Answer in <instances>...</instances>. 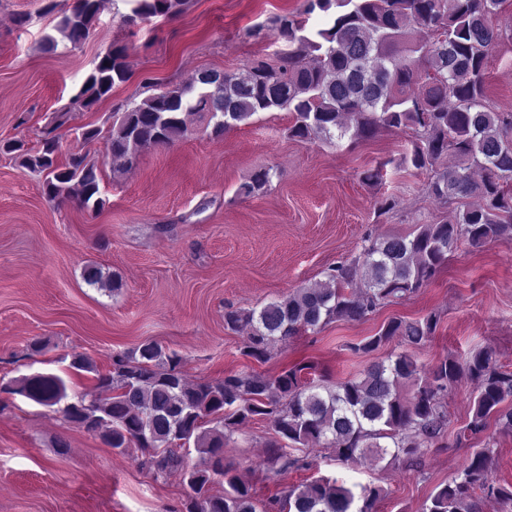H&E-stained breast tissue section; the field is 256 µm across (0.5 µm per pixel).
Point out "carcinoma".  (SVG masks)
Listing matches in <instances>:
<instances>
[{"mask_svg":"<svg viewBox=\"0 0 512 512\" xmlns=\"http://www.w3.org/2000/svg\"><path fill=\"white\" fill-rule=\"evenodd\" d=\"M132 19L151 21L179 11L183 0H132ZM504 0H307L304 14L320 12L325 26L306 28L300 15L276 19L296 48L278 65L262 60L242 72H203L186 84L129 103L105 140L107 164L121 173L138 164V147L171 145L193 134L188 116L210 115L213 132L246 124L258 112L287 110L289 134L300 140L366 139L380 129L412 131V151L400 160L431 173L429 190L442 203L457 204L454 219L422 224L413 236L368 237L360 256L329 269L326 279L301 287L260 310L227 307L224 323L250 328L241 350L256 361L275 345L329 322L362 321L390 303L406 300L435 277L458 243L473 248L512 238V113L485 100L489 50L502 36L495 18ZM99 7L74 0L56 26L75 48L95 25ZM128 48L110 45L72 103L90 107L112 95L130 76ZM58 126L41 131L38 147L22 140L0 142V153L43 178L51 201L75 199L100 209L101 168L88 153L58 159ZM270 183L255 171L240 193L253 195ZM85 280L110 291L119 282L89 268ZM439 317L392 319L379 332L352 344L367 354L397 341H429ZM182 358L154 342L112 356L98 377V393L65 405L58 376L24 378L4 391L24 395L96 433L118 454L147 451L143 465L155 476L181 472L192 490L185 512H258L249 484L224 465L225 442L250 420H267L275 437L273 459L284 469L310 466L305 449L321 445L337 461L355 467L368 457L394 464L424 453L448 425L444 397L467 375L477 383L469 417L457 439L484 443L463 468L436 488L425 512H470L479 500L512 502V490L489 479L495 437L490 424L512 432V371L494 353L448 355L425 368L405 351L372 362L335 387L308 382V365L294 364L266 376L229 373L219 380L186 381ZM207 459L188 463L186 448ZM224 494L210 493L214 477ZM355 495L337 480L321 477L288 489L282 512H351Z\"/></svg>","mask_w":512,"mask_h":512,"instance_id":"cac0c4a2","label":"carcinoma"}]
</instances>
